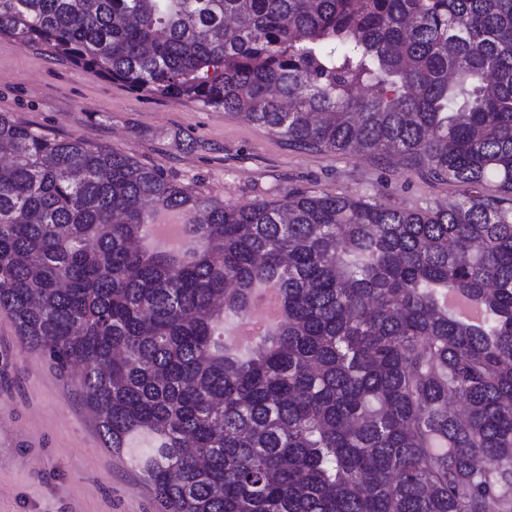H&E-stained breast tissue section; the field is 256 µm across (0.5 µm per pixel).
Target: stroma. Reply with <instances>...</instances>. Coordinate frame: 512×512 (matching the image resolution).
Segmentation results:
<instances>
[{
    "instance_id": "stroma-1",
    "label": "stroma",
    "mask_w": 512,
    "mask_h": 512,
    "mask_svg": "<svg viewBox=\"0 0 512 512\" xmlns=\"http://www.w3.org/2000/svg\"><path fill=\"white\" fill-rule=\"evenodd\" d=\"M1 112L133 156L227 204L299 191L421 208L460 195L369 159L289 148L224 112L129 91L9 37H0ZM0 512H161L151 487L104 447L75 378L24 349L2 312Z\"/></svg>"
}]
</instances>
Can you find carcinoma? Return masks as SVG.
<instances>
[{"label":"carcinoma","instance_id":"cac0c4a2","mask_svg":"<svg viewBox=\"0 0 512 512\" xmlns=\"http://www.w3.org/2000/svg\"><path fill=\"white\" fill-rule=\"evenodd\" d=\"M0 36L461 188L229 206L0 113V311L162 512H512V0H0ZM161 211L194 252L142 246Z\"/></svg>","mask_w":512,"mask_h":512}]
</instances>
